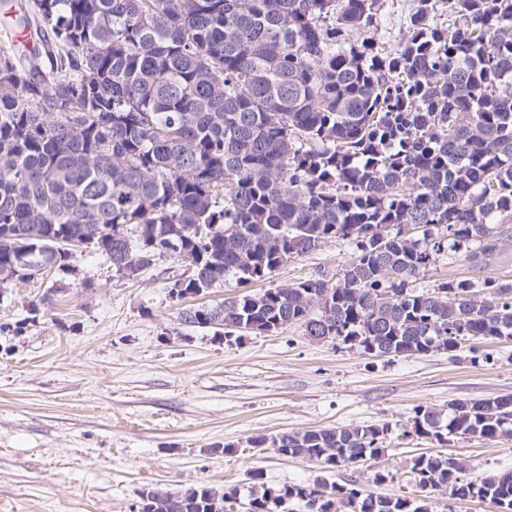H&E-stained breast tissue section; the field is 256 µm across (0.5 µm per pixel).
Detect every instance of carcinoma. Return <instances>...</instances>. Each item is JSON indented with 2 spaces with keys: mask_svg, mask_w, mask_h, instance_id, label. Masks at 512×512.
<instances>
[{
  "mask_svg": "<svg viewBox=\"0 0 512 512\" xmlns=\"http://www.w3.org/2000/svg\"><path fill=\"white\" fill-rule=\"evenodd\" d=\"M25 51L0 46V270L71 272L85 239L136 276L196 265L185 287L268 280L327 241L355 256L319 275L179 321L242 340L301 322L378 355L451 357L512 338V285L413 283L442 255L487 267L512 219V0H18ZM398 15L400 39L377 38ZM330 304L319 306L322 295ZM389 425L284 433L277 451L325 469L378 459ZM404 434L512 437V396L419 408ZM421 453L422 494L355 480L267 486L247 512H430L425 491L512 512V470L467 477ZM238 489L201 484L137 512H224Z\"/></svg>",
  "mask_w": 512,
  "mask_h": 512,
  "instance_id": "cac0c4a2",
  "label": "carcinoma"
}]
</instances>
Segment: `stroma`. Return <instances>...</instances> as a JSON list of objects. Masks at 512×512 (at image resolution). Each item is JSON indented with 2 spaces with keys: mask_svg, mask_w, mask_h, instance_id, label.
<instances>
[{
  "mask_svg": "<svg viewBox=\"0 0 512 512\" xmlns=\"http://www.w3.org/2000/svg\"><path fill=\"white\" fill-rule=\"evenodd\" d=\"M495 265L441 258L417 281L492 277L512 284V221L493 227ZM354 253L328 241L276 271L269 286L335 278ZM0 294V512H132L141 490L182 493L203 483L247 491L253 474L280 487L393 475L380 493L411 491L410 462L456 455L470 476L512 469V439L405 436L417 408L512 394V339L469 351L374 356L310 339L303 326L228 343L180 324L182 301L156 272L118 276L111 261L76 254ZM391 426L377 460L351 469L256 448L252 437L347 425ZM234 445L235 454L218 453Z\"/></svg>",
  "mask_w": 512,
  "mask_h": 512,
  "instance_id": "1",
  "label": "stroma"
}]
</instances>
